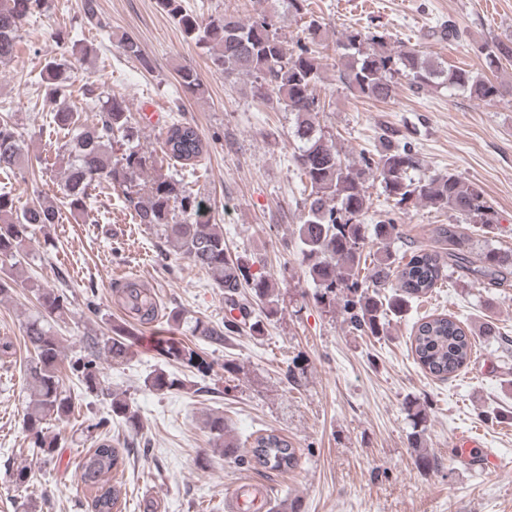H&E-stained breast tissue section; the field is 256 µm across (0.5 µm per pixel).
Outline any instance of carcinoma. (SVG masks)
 Here are the masks:
<instances>
[{
  "label": "carcinoma",
  "instance_id": "obj_1",
  "mask_svg": "<svg viewBox=\"0 0 512 512\" xmlns=\"http://www.w3.org/2000/svg\"><path fill=\"white\" fill-rule=\"evenodd\" d=\"M260 7L243 21L234 15L209 20L187 12L183 0H158L161 10L180 27L184 37L209 55L212 65L224 78L240 75L253 78L257 97L276 103L294 116L296 142L293 159L304 177L296 248L305 264V273L314 285L312 299L324 309L342 316L348 329L359 336H381L387 332L388 314H402L417 301H424L456 271L477 285L512 287V249H503L484 239L477 260H471L473 240L461 231L458 221L481 224L492 234L498 218L484 198L482 188L465 182L452 172L418 175L419 160L411 142L402 141L392 131L378 136L374 154H360L356 163H347L337 150L334 135L321 126L323 107L316 95L325 69L323 56L313 49L323 27L309 11L307 0H286L288 13L304 20L305 36L297 49L284 46L275 10ZM54 0H0V64L16 57L23 24L36 16H48ZM82 19L105 27L98 0H82ZM123 54L143 68L150 67L139 42L130 36L118 38ZM342 69L339 78L355 96L384 102L394 96L404 79L417 92L446 88L469 98L492 102L502 96L501 88L490 79L450 66L414 49L392 50L383 36L351 31L337 41ZM485 64L491 71L504 61H512V46L499 42L482 48ZM179 83L191 95L203 93L196 71L183 67ZM38 85L45 98L58 103L52 116L53 132L63 135V194L75 216L87 214L91 200L113 190L122 193L123 202L137 224L156 228L169 250L187 258L206 271L217 287L224 289L227 314L224 325L198 321L193 335L210 345H223L243 331L263 336L267 326L281 316V293L266 271L252 270L256 261L248 256L231 257L225 249L224 230L211 222L207 200L182 185L183 170L200 164L207 153L196 124L184 117L174 118L166 127L161 152L171 161L168 172L157 168L153 153L140 144V128L132 122L126 100L99 87H84L83 95L94 100L92 116L68 102L72 83L63 64L45 62ZM25 162L21 133L10 117H0V169L12 171ZM153 175L148 180L142 175ZM378 179L386 198L401 208L410 202L424 203L446 212L456 223L440 224L435 235L441 247L417 248L399 255L390 244L399 238L392 219L366 224L362 217L370 206L369 181ZM58 221L56 206L47 201L22 205L9 193H0V263L11 269L21 266L35 230ZM379 244L374 253L365 252L367 241ZM372 264L369 279L360 277L361 267ZM37 295L41 311L28 320L24 335L34 357L26 368L30 392L25 426L31 438L29 451L46 461L55 458L58 438L44 431L46 421H63L72 411L73 398L59 376L60 342L52 323L69 311L64 292L38 282L29 283ZM123 305L139 321L148 323L155 309L142 288L119 293ZM238 315H233V312ZM113 336L92 342L93 349L76 368L79 381L91 390L100 384L97 359L113 365L129 357L133 332L124 324L112 325ZM482 336L494 338L504 350L512 348V338L495 323L486 320L479 329ZM411 349L419 365L430 375L447 380L471 364L475 341L473 331L445 313L422 317L413 325ZM164 358L192 367L201 373L210 364L181 341L159 345ZM155 391L179 390L182 380L164 372L149 377ZM412 419V447L416 463L423 469L435 465V458L423 448L428 429V406L408 402ZM112 418L136 431L141 418L127 400L115 395ZM214 452L239 457L238 449L250 446L248 461L270 471L286 472L297 465L296 449L285 437L272 430H258L240 439L225 428L224 416L206 421ZM128 449L98 442L75 463L80 482L88 493L86 512H118L126 499L123 484L113 481L114 473L125 468Z\"/></svg>",
  "mask_w": 512,
  "mask_h": 512
}]
</instances>
